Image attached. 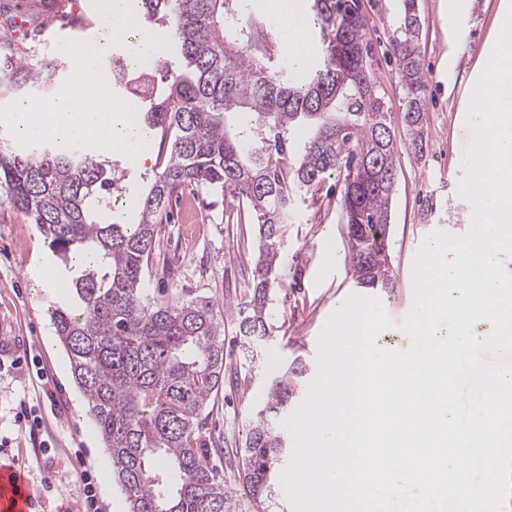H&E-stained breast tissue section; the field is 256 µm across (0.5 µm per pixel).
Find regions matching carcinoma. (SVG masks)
<instances>
[{"label":"carcinoma","instance_id":"carcinoma-1","mask_svg":"<svg viewBox=\"0 0 512 512\" xmlns=\"http://www.w3.org/2000/svg\"><path fill=\"white\" fill-rule=\"evenodd\" d=\"M375 0L403 90L407 148L427 152V107L418 0ZM152 25L171 23L183 67L164 92L143 101L147 130L161 131L162 169L145 192L139 219L122 222L113 204L112 165L83 149L33 152L0 131V200L29 216L62 260L85 248L95 260L72 278L74 310L51 314L56 335L110 453L127 512H273V475L288 457L279 417L294 403L304 370L272 381L243 449L242 485H224L200 443L201 416L224 377V324L204 296L159 302L146 283L152 249L171 198L204 187L247 205L259 247L251 294L239 308L242 337L270 336L272 290L286 287L279 246L303 190L343 173L346 237L358 286L391 288L392 201L399 152L383 96L366 61L359 0H313L312 34L323 60L298 73L274 63L265 19L242 18L238 0H138ZM60 58L0 56L7 87L47 95L59 89ZM240 112L252 119L241 123Z\"/></svg>","mask_w":512,"mask_h":512}]
</instances>
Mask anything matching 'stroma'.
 Instances as JSON below:
<instances>
[{
  "instance_id": "obj_1",
  "label": "stroma",
  "mask_w": 512,
  "mask_h": 512,
  "mask_svg": "<svg viewBox=\"0 0 512 512\" xmlns=\"http://www.w3.org/2000/svg\"><path fill=\"white\" fill-rule=\"evenodd\" d=\"M54 27L80 14L82 38L97 41L103 28L93 0H38ZM476 13L459 31L448 28V0H418L422 18L421 51L428 110L424 130L429 150L415 160L407 150L402 88L387 59L384 25L373 0H360L368 20L371 73L388 108L399 151L398 187L393 202L391 260L395 284L361 288L345 261V216L340 175L326 177L302 194L279 247L280 273L286 288L277 290L273 333L245 354L237 334L235 308L248 300L247 284L258 256V227L229 211L222 197L187 187L201 222L192 223L179 199H172L156 239L150 273L158 298L208 297L224 317V382L201 416L202 442L228 486H237L240 454L250 424L267 401L272 379L302 364L304 381L316 373L317 338L331 313L350 294L378 299L393 320L413 304L412 266L424 238L435 230L460 234L471 222V207L457 194L461 167L471 135L464 109L489 48L504 0H478ZM139 164L116 155L115 174L123 192L117 204L136 220L142 193L158 162L157 143ZM61 278L62 265L36 224L0 204V336L16 348L0 351V459L21 468L33 488L32 512H79L83 474L103 491L99 512H124L125 498L112 477V463L86 400L72 378L68 355L50 314L72 304L68 286L45 287L43 277ZM35 418L28 428L19 412Z\"/></svg>"
}]
</instances>
